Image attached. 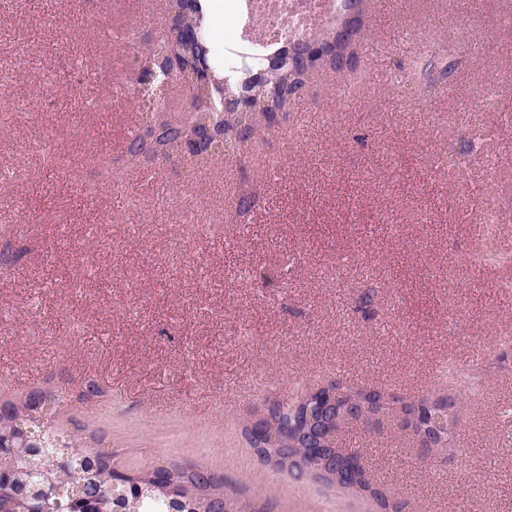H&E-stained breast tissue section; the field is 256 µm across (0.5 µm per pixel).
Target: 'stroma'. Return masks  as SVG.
<instances>
[{"mask_svg": "<svg viewBox=\"0 0 512 512\" xmlns=\"http://www.w3.org/2000/svg\"><path fill=\"white\" fill-rule=\"evenodd\" d=\"M167 0H0V403L65 395L60 420L119 470L203 466L253 512H380L264 466L244 430L340 381L450 396L449 360H491L423 453L398 406L341 431L402 512H512V0H365L360 78L325 68L234 154L147 155L128 36ZM216 56L237 0H211ZM452 44L451 85L410 90ZM499 103L484 110L485 99Z\"/></svg>", "mask_w": 512, "mask_h": 512, "instance_id": "1", "label": "stroma"}]
</instances>
